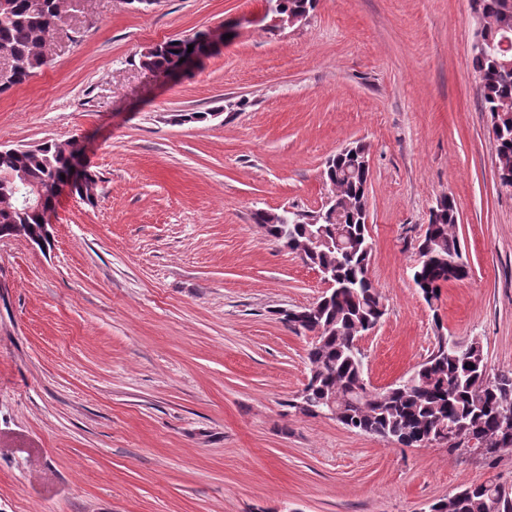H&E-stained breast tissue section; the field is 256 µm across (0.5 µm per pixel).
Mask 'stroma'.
Returning <instances> with one entry per match:
<instances>
[{
  "mask_svg": "<svg viewBox=\"0 0 512 512\" xmlns=\"http://www.w3.org/2000/svg\"><path fill=\"white\" fill-rule=\"evenodd\" d=\"M264 9L72 0L51 64L0 94V147L74 139L100 177L95 205L60 198L49 247L0 239V512H425L512 484V450L406 448L295 408L311 339L277 312L323 285L252 221L319 206L325 160L364 144L385 306L360 341L366 379L412 372L442 336L512 369V192L471 0H319L281 32ZM221 25L189 74L141 68L147 47ZM446 195L471 273L430 305L414 245Z\"/></svg>",
  "mask_w": 512,
  "mask_h": 512,
  "instance_id": "stroma-1",
  "label": "stroma"
}]
</instances>
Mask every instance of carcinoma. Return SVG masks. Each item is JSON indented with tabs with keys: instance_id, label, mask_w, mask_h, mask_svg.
<instances>
[{
	"instance_id": "carcinoma-1",
	"label": "carcinoma",
	"mask_w": 512,
	"mask_h": 512,
	"mask_svg": "<svg viewBox=\"0 0 512 512\" xmlns=\"http://www.w3.org/2000/svg\"><path fill=\"white\" fill-rule=\"evenodd\" d=\"M8 12H0V53L8 56L0 68V93L26 83L48 65L57 20L66 0H8ZM482 40L498 41L502 24L512 29V14L506 15V0H480ZM316 0H280L282 12H310ZM193 51H188V46ZM212 50L208 35L169 40L140 55L142 65L161 72H180ZM482 111L488 113L496 132L495 146L502 163L512 167V52L503 55L490 49H476L472 56ZM77 150L74 140L44 142L27 148L0 149V236L19 230L26 236L41 235L46 213L56 197L46 193L41 200L21 206L18 198L34 186L47 189L70 177L71 158ZM365 147L353 145L325 163L324 178L336 194L348 199L353 208L341 222L304 224L295 212L280 211L285 221L271 223L266 211L252 214L253 222L265 227L269 238L295 250L317 233L328 244L306 254L311 267L332 266L340 289L320 304L308 323L317 333L308 350L310 377L307 411L325 409L322 396L332 395L336 420L347 429L396 441L446 432L449 451L467 448L493 457L512 437V372L491 375L482 344L471 340L461 350L448 347V338L438 340L437 350L414 371L413 384L370 388L364 377L363 354L353 346L375 318L381 297L370 274L372 252L365 250L368 229L359 209L368 203L369 171L361 167ZM99 181L88 169L82 180L71 186L73 196L94 203ZM457 223L455 202L443 206L441 219L427 225L417 253L413 282L418 290L437 301L438 290L461 280L457 269L445 257L456 254L460 265L466 260L460 242L450 227ZM438 512H512V491L488 480L467 486L435 502Z\"/></svg>"
}]
</instances>
